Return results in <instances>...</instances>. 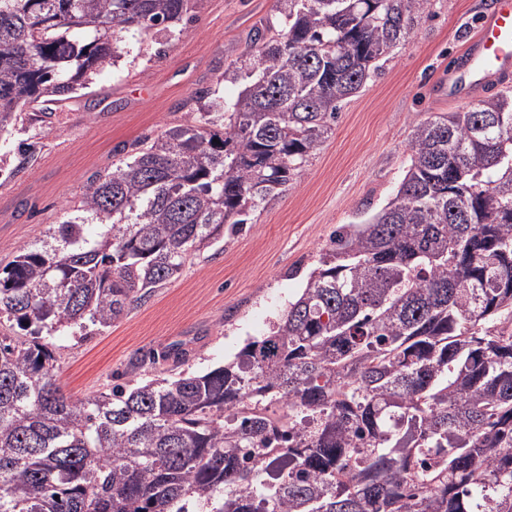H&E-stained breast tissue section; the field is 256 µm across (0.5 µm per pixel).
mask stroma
Here are the masks:
<instances>
[{
	"label": "stroma",
	"mask_w": 512,
	"mask_h": 512,
	"mask_svg": "<svg viewBox=\"0 0 512 512\" xmlns=\"http://www.w3.org/2000/svg\"><path fill=\"white\" fill-rule=\"evenodd\" d=\"M492 0H430L409 39L378 74L346 100L330 138L287 191L259 207L224 249L197 252L180 277L127 317L87 337L56 332L57 368L66 393L104 391L144 353L194 349L190 372L204 373L261 338L304 288L339 225L381 210L409 163L414 125L456 112L440 82ZM184 35L129 40L91 92L70 101L42 139L33 169L0 182V263L20 246H41L82 193L87 176L111 167L125 144L181 123L183 102L216 87L234 100L241 82L220 80L250 46L258 27L282 29L278 0H195Z\"/></svg>",
	"instance_id": "obj_1"
}]
</instances>
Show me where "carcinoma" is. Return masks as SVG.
Wrapping results in <instances>:
<instances>
[{"instance_id":"carcinoma-1","label":"carcinoma","mask_w":512,"mask_h":512,"mask_svg":"<svg viewBox=\"0 0 512 512\" xmlns=\"http://www.w3.org/2000/svg\"><path fill=\"white\" fill-rule=\"evenodd\" d=\"M245 87L86 180L0 266V512H512V94L418 123L394 197L224 366L82 398L42 330L105 329L278 198L430 0H283ZM191 0H0V138L50 127ZM224 139L216 141L218 131ZM21 141L9 175L25 172ZM90 224L103 226L95 238ZM30 338L12 336L13 328Z\"/></svg>"}]
</instances>
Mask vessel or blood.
<instances>
[{"label": "vessel or blood", "mask_w": 512, "mask_h": 512, "mask_svg": "<svg viewBox=\"0 0 512 512\" xmlns=\"http://www.w3.org/2000/svg\"><path fill=\"white\" fill-rule=\"evenodd\" d=\"M449 95L476 102L486 92L512 86V0H496L445 77Z\"/></svg>", "instance_id": "vessel-or-blood-1"}]
</instances>
